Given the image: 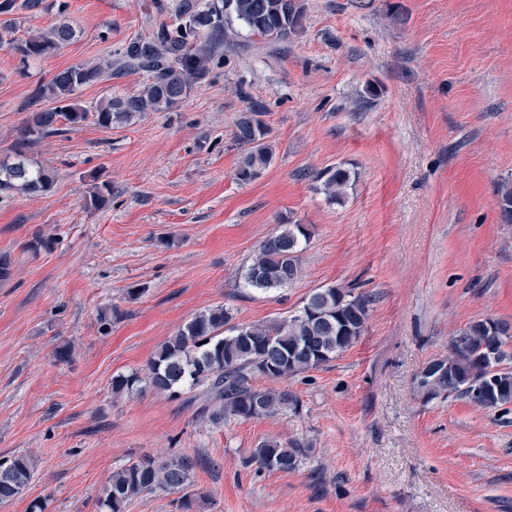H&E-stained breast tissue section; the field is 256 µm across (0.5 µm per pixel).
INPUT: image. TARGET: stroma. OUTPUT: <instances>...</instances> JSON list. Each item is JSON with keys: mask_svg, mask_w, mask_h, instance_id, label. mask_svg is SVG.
<instances>
[{"mask_svg": "<svg viewBox=\"0 0 512 512\" xmlns=\"http://www.w3.org/2000/svg\"><path fill=\"white\" fill-rule=\"evenodd\" d=\"M285 42L236 26L220 65L179 107L32 144L50 192L0 196V460L37 464L0 512H99L113 471L145 454L198 458L202 512H512V411L425 401L414 379L453 334L512 324V0H305ZM16 35L70 22L75 37L21 61L0 49V161L12 160L37 89L96 64L172 12L154 0H45L14 12ZM144 77L76 93L89 110L137 93ZM264 105L276 152L243 183L234 122ZM353 178L330 200L316 175ZM112 200L94 210L93 179ZM305 224L301 272L285 288L244 287L242 269L278 225ZM50 249L32 252L35 237ZM372 295L357 343L288 382L298 413L215 425L183 397L112 393L205 309L270 323L313 289ZM139 289L130 297V289ZM116 308L109 325L101 310ZM68 350L59 358L60 350ZM311 453L290 472L244 457L265 439Z\"/></svg>", "mask_w": 512, "mask_h": 512, "instance_id": "1", "label": "stroma"}]
</instances>
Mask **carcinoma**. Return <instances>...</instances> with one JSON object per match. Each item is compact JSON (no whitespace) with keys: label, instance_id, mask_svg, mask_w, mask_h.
<instances>
[{"label":"carcinoma","instance_id":"cac0c4a2","mask_svg":"<svg viewBox=\"0 0 512 512\" xmlns=\"http://www.w3.org/2000/svg\"><path fill=\"white\" fill-rule=\"evenodd\" d=\"M43 0H0V47L26 61L45 56L75 36L67 22L56 24L46 36L25 40L14 36L13 12L23 9L37 14ZM160 12L173 10L176 22L162 23L146 36L126 42L115 60L104 65H76L55 73L42 86L39 96L56 106L32 113L22 129L17 159L0 162V194L21 191L44 194L52 188L55 174L24 158V147L76 127L88 119V110L75 100L83 86L112 76V70L145 74L139 93L110 97L97 108L96 123L110 127L126 123L143 112H169L177 108L195 84L205 79L224 45L227 30L237 21L250 33L267 40L287 41L304 27L302 0H176L173 5L156 3ZM254 106L239 113L233 139L241 149L236 179L258 178L271 164L274 143L270 129ZM330 199L342 197L350 173L341 166L317 174ZM112 189L107 182H94L87 206L106 204ZM503 221L512 224V186L498 191ZM309 235L298 224H282L259 246L243 270L244 283L267 292L291 284L300 272L302 244ZM372 296L353 294L330 285L316 288L293 315L270 325L234 324L231 311L222 306L197 313L178 327L157 350L140 375L112 377V393L130 394L146 384L154 392L178 397L182 391L201 387L205 404L199 417L218 423L230 420L265 419L298 409L296 394L284 385L288 379L322 367L350 348L362 335ZM495 327L480 319L452 336L448 356L428 366L436 371L417 376L416 389L427 401L463 398L488 411H508L512 406V325L494 320ZM258 376L281 383L259 388ZM301 442L267 439L250 451L244 464L258 471H293L309 455ZM196 460L188 456L155 457L150 454L115 471L107 480L100 508L125 512L126 506L148 494H176L178 512H200L204 496L193 489ZM36 466L25 456L0 463V504L22 494L31 483Z\"/></svg>","mask_w":512,"mask_h":512}]
</instances>
